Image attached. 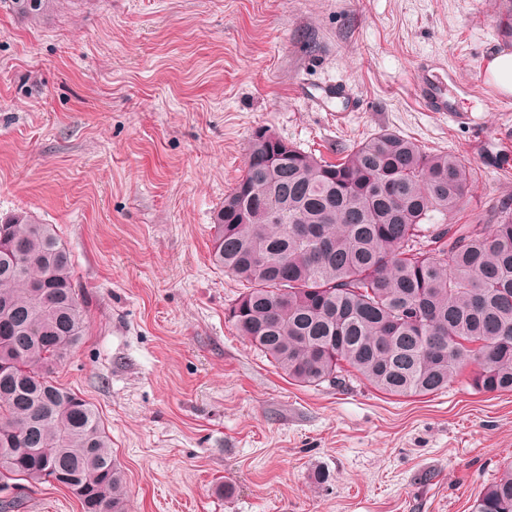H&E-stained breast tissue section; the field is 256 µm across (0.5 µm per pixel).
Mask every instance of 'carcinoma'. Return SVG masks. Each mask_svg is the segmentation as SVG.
Segmentation results:
<instances>
[{"mask_svg":"<svg viewBox=\"0 0 512 512\" xmlns=\"http://www.w3.org/2000/svg\"><path fill=\"white\" fill-rule=\"evenodd\" d=\"M39 20L59 0H0ZM261 132L215 216L213 263L245 291L238 332L301 386L355 376L390 396L443 392L471 369L479 392H512V208L490 224H433L471 188L462 156L381 130L334 161ZM0 489L56 481L82 512H125V486L99 413L53 378L88 323L70 252L51 224L0 220ZM472 512H512V464Z\"/></svg>","mask_w":512,"mask_h":512,"instance_id":"cac0c4a2","label":"carcinoma"}]
</instances>
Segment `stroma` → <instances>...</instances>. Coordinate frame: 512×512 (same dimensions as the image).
<instances>
[{"instance_id": "1", "label": "stroma", "mask_w": 512, "mask_h": 512, "mask_svg": "<svg viewBox=\"0 0 512 512\" xmlns=\"http://www.w3.org/2000/svg\"><path fill=\"white\" fill-rule=\"evenodd\" d=\"M504 0H62L0 6V216L53 225L89 326L60 384L99 412L128 512H471L512 463V393L302 387L239 335L213 219L268 131L335 159L388 129L464 156L453 224L512 204ZM445 89L426 111L419 81ZM346 84L352 99L332 94ZM329 472L327 482L318 472ZM5 512H81L65 488ZM17 15L39 20L53 13L59 0H1ZM485 70L503 93H512V53L507 50L493 52L488 58Z\"/></svg>"}]
</instances>
